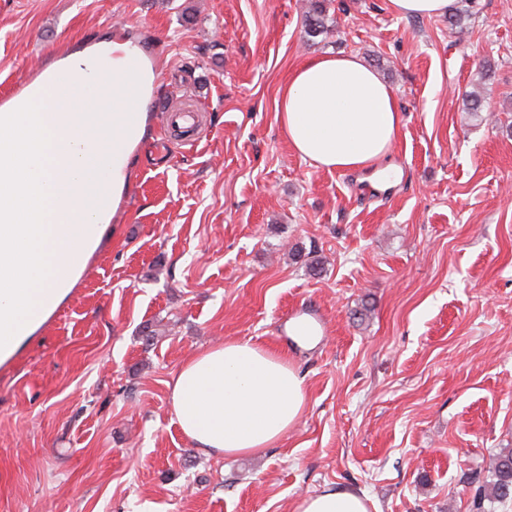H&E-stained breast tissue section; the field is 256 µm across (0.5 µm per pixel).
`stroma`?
Wrapping results in <instances>:
<instances>
[{
  "label": "stroma",
  "mask_w": 512,
  "mask_h": 512,
  "mask_svg": "<svg viewBox=\"0 0 512 512\" xmlns=\"http://www.w3.org/2000/svg\"><path fill=\"white\" fill-rule=\"evenodd\" d=\"M309 4L0 0V94L110 32L161 64L103 246L0 365V512H292L339 486L371 512H472L489 488L512 449V0H467L460 34L326 0L311 40ZM339 52L397 96L382 196L302 160L276 117L291 70ZM183 96L200 112L178 138L155 107ZM307 314L323 334L302 347L286 326ZM229 339L304 378L298 423L250 457L203 454L170 405L182 362ZM332 22L327 14L324 1H315L312 8L304 16L305 35L309 38H315L327 34Z\"/></svg>",
  "instance_id": "stroma-1"
}]
</instances>
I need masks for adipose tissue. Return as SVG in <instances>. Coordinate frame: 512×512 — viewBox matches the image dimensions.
I'll return each mask as SVG.
<instances>
[{"label":"adipose tissue","mask_w":512,"mask_h":512,"mask_svg":"<svg viewBox=\"0 0 512 512\" xmlns=\"http://www.w3.org/2000/svg\"><path fill=\"white\" fill-rule=\"evenodd\" d=\"M157 73L128 37L108 36L48 64L22 100L0 107V364L20 350L81 278L130 179L147 133ZM68 111H58L61 102ZM277 118L300 158L356 171L386 157L401 128L395 91L357 56L300 64ZM306 406L286 357L228 340L190 356L171 385L183 433L211 455L256 454L277 443ZM294 512H369L364 493L328 488Z\"/></svg>","instance_id":"1"}]
</instances>
